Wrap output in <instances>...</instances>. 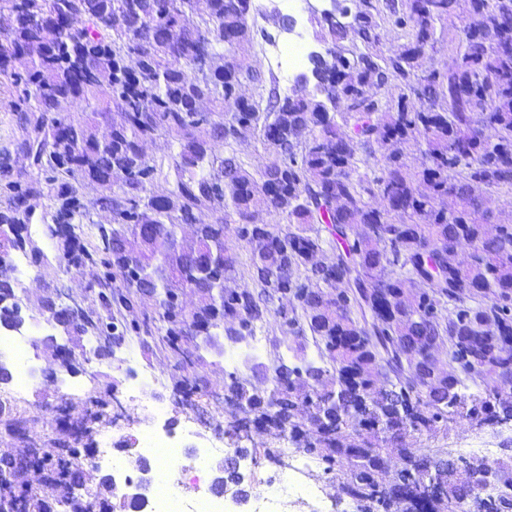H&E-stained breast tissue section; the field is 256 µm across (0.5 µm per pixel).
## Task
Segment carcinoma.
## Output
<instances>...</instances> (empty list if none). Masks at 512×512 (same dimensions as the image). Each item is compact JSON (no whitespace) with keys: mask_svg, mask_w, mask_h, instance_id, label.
Returning <instances> with one entry per match:
<instances>
[{"mask_svg":"<svg viewBox=\"0 0 512 512\" xmlns=\"http://www.w3.org/2000/svg\"><path fill=\"white\" fill-rule=\"evenodd\" d=\"M243 2L0 0V80L20 131L14 152L29 165L0 157V267L30 242L36 202L47 199L42 219L56 225L64 262L90 257L98 268L99 306L63 333L105 335L135 295L152 293L162 341L189 374L180 393L191 396L204 353L223 351L219 336L243 341L272 313L292 329L296 364L257 363L252 381L231 373L224 393L296 441L313 439L303 451L367 504L363 512H396L433 482L439 499L412 512H443L473 492L478 512H512V500L482 495L489 468L512 482V455L457 471L443 449L429 457L408 441L448 433L450 415L480 427L512 421V216L486 208L489 193L512 191V0H361L352 17L361 46L322 20L325 60L311 63L306 88L285 95L247 59L225 60V38L268 37L249 25ZM458 11L472 23L447 40ZM389 29L401 43L382 53ZM444 42L453 67L425 66ZM385 80L397 97L377 93ZM247 84L257 94H243ZM77 100L84 113L75 118L64 105ZM228 121L276 155L260 174L224 153L235 140ZM159 135L178 151L147 155L145 141ZM205 208L210 223L198 217ZM93 211L107 223L89 251L74 243V225ZM184 224L196 235L182 236ZM242 264L252 291L236 286ZM344 276L347 287L332 285ZM190 283L193 304L170 305ZM286 296L288 306L271 308ZM473 375L493 385L467 393ZM58 443L40 449L39 469L52 470L56 503L83 486L114 512L106 479L87 484L83 449ZM30 456L26 446L0 459V473L20 476L0 483V499L17 512H51Z\"/></svg>","mask_w":512,"mask_h":512,"instance_id":"obj_1","label":"carcinoma"}]
</instances>
